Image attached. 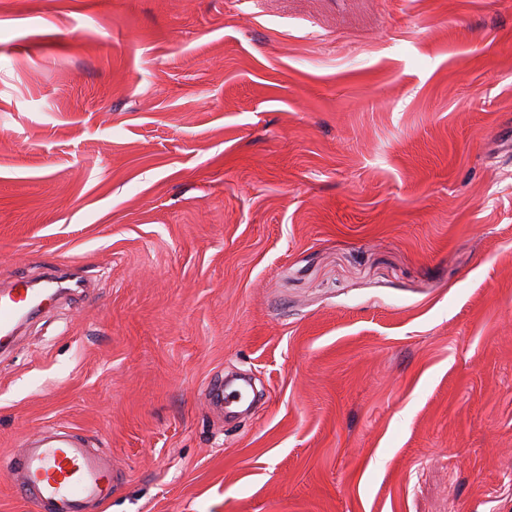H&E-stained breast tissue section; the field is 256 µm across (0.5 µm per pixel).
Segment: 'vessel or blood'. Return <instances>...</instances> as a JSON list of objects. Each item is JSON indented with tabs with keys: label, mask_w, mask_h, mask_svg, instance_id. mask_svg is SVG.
Masks as SVG:
<instances>
[{
	"label": "vessel or blood",
	"mask_w": 512,
	"mask_h": 512,
	"mask_svg": "<svg viewBox=\"0 0 512 512\" xmlns=\"http://www.w3.org/2000/svg\"><path fill=\"white\" fill-rule=\"evenodd\" d=\"M30 292L22 283L0 293V341L9 342ZM33 512H86L87 502L107 503L117 471L110 457L79 434L45 426L26 437L17 454L0 459Z\"/></svg>",
	"instance_id": "1"
}]
</instances>
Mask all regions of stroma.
<instances>
[{
	"label": "stroma",
	"instance_id": "35a3bbf8",
	"mask_svg": "<svg viewBox=\"0 0 512 512\" xmlns=\"http://www.w3.org/2000/svg\"><path fill=\"white\" fill-rule=\"evenodd\" d=\"M56 266L0 456L84 433L90 512H512V0H0V283ZM224 399L227 406H238L249 400L250 392L246 381L237 382V380H228L216 394V399L221 402Z\"/></svg>",
	"mask_w": 512,
	"mask_h": 512
}]
</instances>
